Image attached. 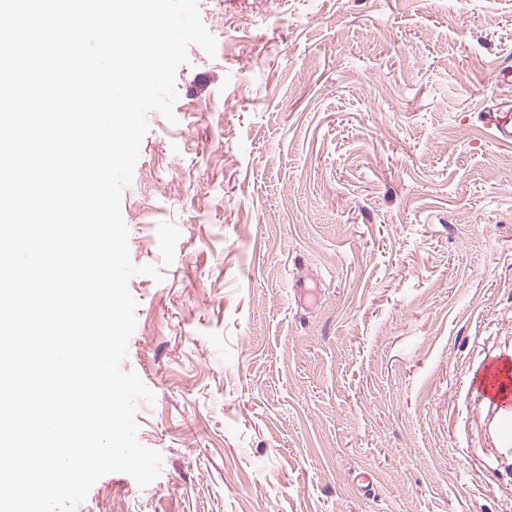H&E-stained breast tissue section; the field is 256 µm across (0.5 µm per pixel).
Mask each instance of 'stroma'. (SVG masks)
<instances>
[{
  "mask_svg": "<svg viewBox=\"0 0 512 512\" xmlns=\"http://www.w3.org/2000/svg\"><path fill=\"white\" fill-rule=\"evenodd\" d=\"M121 198L153 392L76 512H512L464 379L512 357V0H197ZM180 232L163 266L157 227ZM369 473L372 489L357 476ZM512 103H502L490 112H483V125L503 143L512 142Z\"/></svg>",
  "mask_w": 512,
  "mask_h": 512,
  "instance_id": "obj_1",
  "label": "stroma"
}]
</instances>
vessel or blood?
<instances>
[{
    "mask_svg": "<svg viewBox=\"0 0 512 512\" xmlns=\"http://www.w3.org/2000/svg\"><path fill=\"white\" fill-rule=\"evenodd\" d=\"M482 122L503 143L512 142V103L506 102L483 113ZM467 384L486 398L496 418L495 429L502 447H512V360L494 358L482 372L468 378Z\"/></svg>",
    "mask_w": 512,
    "mask_h": 512,
    "instance_id": "1",
    "label": "vessel or blood"
}]
</instances>
